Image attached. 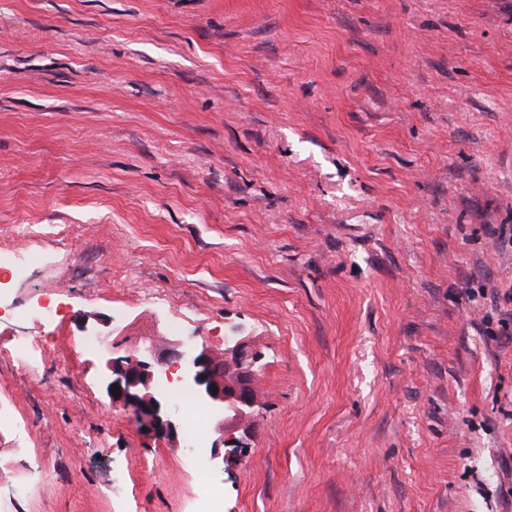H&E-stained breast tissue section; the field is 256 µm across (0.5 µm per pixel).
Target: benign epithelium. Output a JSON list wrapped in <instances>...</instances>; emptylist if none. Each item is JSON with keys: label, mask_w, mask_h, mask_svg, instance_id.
Wrapping results in <instances>:
<instances>
[{"label": "benign epithelium", "mask_w": 512, "mask_h": 512, "mask_svg": "<svg viewBox=\"0 0 512 512\" xmlns=\"http://www.w3.org/2000/svg\"><path fill=\"white\" fill-rule=\"evenodd\" d=\"M260 356L245 336L224 342V359H217L204 343L176 340L164 349L153 346L139 354L105 360L106 393L110 402L131 414L133 422L168 437L176 435L175 408L160 395L158 383L176 375L194 399L209 413L217 439L209 456L212 468H224L230 459L241 458L253 434L257 402L252 384ZM117 384L120 395H111ZM217 391H212V388Z\"/></svg>", "instance_id": "7a95c632"}]
</instances>
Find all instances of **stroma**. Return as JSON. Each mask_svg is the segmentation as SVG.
<instances>
[{
  "mask_svg": "<svg viewBox=\"0 0 512 512\" xmlns=\"http://www.w3.org/2000/svg\"><path fill=\"white\" fill-rule=\"evenodd\" d=\"M0 247V512H512V0H0ZM179 334L262 355L232 470L106 395ZM31 258L25 254L24 252H18V251H4L0 248V288L2 286L1 282V273L2 271L10 275L11 278H14L18 274H20L24 269L27 267L28 263L30 262ZM5 288L0 289V308H1V293L2 290ZM0 346L1 349L7 351L10 356H18L28 361L41 352L39 341L33 336H8L2 341L0 339ZM221 496L219 491L211 484L202 483L197 488L194 499V511L191 512H222Z\"/></svg>",
  "mask_w": 512,
  "mask_h": 512,
  "instance_id": "obj_1",
  "label": "stroma"
}]
</instances>
